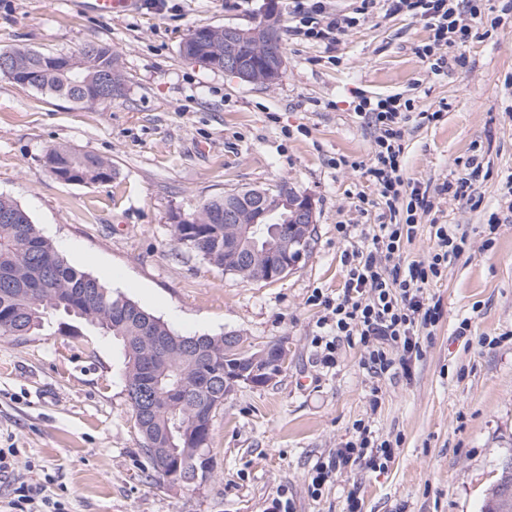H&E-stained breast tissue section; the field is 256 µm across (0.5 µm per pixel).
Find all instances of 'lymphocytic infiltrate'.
I'll list each match as a JSON object with an SVG mask.
<instances>
[{
  "label": "lymphocytic infiltrate",
  "mask_w": 512,
  "mask_h": 512,
  "mask_svg": "<svg viewBox=\"0 0 512 512\" xmlns=\"http://www.w3.org/2000/svg\"><path fill=\"white\" fill-rule=\"evenodd\" d=\"M386 15L407 13L423 21L430 41L418 49L432 74L442 75L464 64L455 50L473 38L471 18L479 10L472 0H360L356 15H369L377 6ZM299 23L308 38L323 41L355 23L356 16L332 12L328 0H311L297 5ZM410 109L409 101L395 96H360L356 113L376 130L368 174L391 220L370 225L366 246L345 253L348 273L340 292L319 296L325 310L320 342L325 365L336 362L340 340L356 341L365 351L363 364L369 373L383 375L393 367L409 370L420 357V336L442 316L440 301L429 297L431 284L442 278L452 259L465 250L467 240L452 224L431 227L433 248L421 260L405 261L404 253L418 233V220L433 203L426 188L403 179L402 132L400 124ZM354 435L326 462L317 463L311 487L320 490L345 468L364 465L385 468L393 456L388 441L379 439L370 426L358 422ZM9 501V512H67L62 498L45 494L43 487L19 481Z\"/></svg>",
  "instance_id": "f902f5d3"
}]
</instances>
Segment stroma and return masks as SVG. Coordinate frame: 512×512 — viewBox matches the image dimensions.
Here are the masks:
<instances>
[{
	"instance_id": "1",
	"label": "stroma",
	"mask_w": 512,
	"mask_h": 512,
	"mask_svg": "<svg viewBox=\"0 0 512 512\" xmlns=\"http://www.w3.org/2000/svg\"><path fill=\"white\" fill-rule=\"evenodd\" d=\"M80 2L0 0V50L109 44L126 94L87 107L0 75V195L26 209L71 266L173 332H234L254 348L282 341L288 362L270 384L239 386L216 410L205 485H172L146 461L119 345L54 322L0 337V448L16 449L20 477L46 483L69 512H266L277 496L289 512H342L350 495L361 512H481L512 459V217L487 230L512 173V22L470 40L464 67L436 76L416 53L430 33L408 15L375 11L328 47L295 34L294 2L278 0L285 66L268 86L180 52L194 28L250 26L264 0H177L174 13L112 19ZM358 92L412 102L403 177L427 186L433 208L406 259L428 254L435 222L458 225L471 246L429 290L444 316L407 375L368 373L363 349L344 341L324 366L314 342L325 311L313 291L336 295L343 251L364 244L365 225L389 221L383 205L358 208V193L376 196L366 173L374 130L353 110ZM437 111L441 119L423 120ZM57 146L110 160L111 180L57 179L44 164ZM474 156L482 169L472 196L445 194ZM341 157L348 166H337ZM283 180L312 195L317 220L309 252L284 278L245 282L177 243L175 216ZM359 420L395 444L393 459L381 471L338 472L312 493L313 467Z\"/></svg>"
}]
</instances>
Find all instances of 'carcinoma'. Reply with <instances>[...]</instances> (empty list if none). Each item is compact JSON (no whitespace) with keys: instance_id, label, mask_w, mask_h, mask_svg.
Masks as SVG:
<instances>
[{"instance_id":"1","label":"carcinoma","mask_w":512,"mask_h":512,"mask_svg":"<svg viewBox=\"0 0 512 512\" xmlns=\"http://www.w3.org/2000/svg\"><path fill=\"white\" fill-rule=\"evenodd\" d=\"M190 53L201 62L222 64L224 61V28H208L203 42L183 43ZM0 74L15 84L26 86L27 70L43 66L40 81L29 88L45 91L53 96L64 97L89 107L100 104L97 89L100 76L113 78L118 86L117 96L125 95V79L112 48L102 43H87L70 53L44 54L31 48H15L0 52ZM46 155L87 176L90 183L98 182V171L112 175V163L88 152L53 147ZM224 212V197H216L202 203L196 213L200 219ZM34 223L29 213L16 201L0 195V314L12 319V330L0 329V336H26L29 330H38L49 317L63 313L100 330L127 346V340L135 336L136 320H144L151 313L136 302L121 295H114L93 275L72 267L58 253L53 243L42 236L33 237ZM215 266L243 281L251 280L247 267L226 261L224 241L214 257ZM130 307L135 321L118 324L112 320L113 308ZM197 341L209 350L212 370L224 369V356L228 352L222 336H199ZM140 349L128 353L126 381L141 388L152 382L155 388L150 394L162 393L171 388L178 376L183 375L192 386L187 404L179 413V425L190 430L193 425L192 411L197 403L209 402L214 408L211 394L203 381L193 378L194 360L178 355L167 366L149 367L147 359L140 357ZM138 432L146 439L163 432L164 422L154 414L141 418ZM483 512H512V464L503 466L501 475L489 492Z\"/></svg>"}]
</instances>
